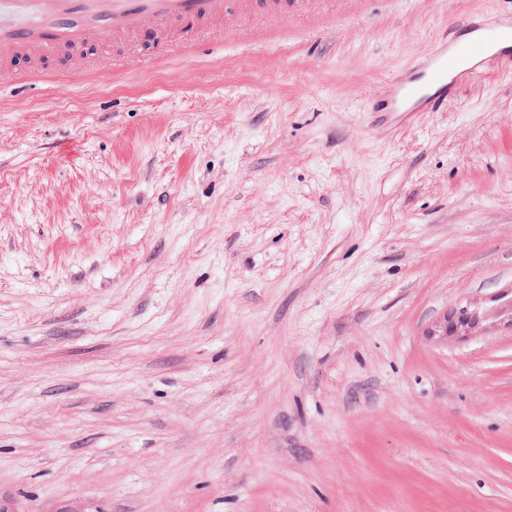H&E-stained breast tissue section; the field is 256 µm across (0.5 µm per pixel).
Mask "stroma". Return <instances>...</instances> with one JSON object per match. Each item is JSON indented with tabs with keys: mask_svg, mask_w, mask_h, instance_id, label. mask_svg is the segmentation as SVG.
<instances>
[{
	"mask_svg": "<svg viewBox=\"0 0 512 512\" xmlns=\"http://www.w3.org/2000/svg\"><path fill=\"white\" fill-rule=\"evenodd\" d=\"M508 13L269 0L1 66L0 502L512 512V67L369 109ZM457 25L448 26V32L437 41L431 54L415 62L406 76L389 90L373 98V112H415L422 108L439 112L448 102V89L457 84L449 78L462 65L464 57L450 51V42Z\"/></svg>",
	"mask_w": 512,
	"mask_h": 512,
	"instance_id": "35a3bbf8",
	"label": "stroma"
}]
</instances>
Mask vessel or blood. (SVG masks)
<instances>
[{"label":"vessel or blood","mask_w":512,"mask_h":512,"mask_svg":"<svg viewBox=\"0 0 512 512\" xmlns=\"http://www.w3.org/2000/svg\"><path fill=\"white\" fill-rule=\"evenodd\" d=\"M235 6V0H0V58L46 56L71 45L91 46L105 37L117 43L159 37L187 20H223ZM468 26L474 38L466 55L452 53V36L444 34L427 58L373 98L372 111H440L464 56L512 62V20H472Z\"/></svg>","instance_id":"1"}]
</instances>
